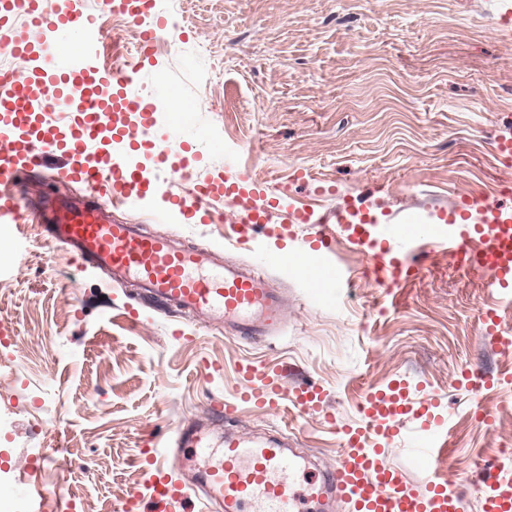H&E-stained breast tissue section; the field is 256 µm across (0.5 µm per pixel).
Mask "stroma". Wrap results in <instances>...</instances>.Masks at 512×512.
Wrapping results in <instances>:
<instances>
[{
	"label": "stroma",
	"instance_id": "35a3bbf8",
	"mask_svg": "<svg viewBox=\"0 0 512 512\" xmlns=\"http://www.w3.org/2000/svg\"><path fill=\"white\" fill-rule=\"evenodd\" d=\"M170 37L144 61L135 91L156 92L167 76L166 104L143 129L134 164L163 172L157 145L181 142L196 179L242 167L267 197L343 200L375 214L448 210L474 191L496 194L512 180V161L497 157L512 140V38L498 25L497 0H180ZM103 65L123 61L139 39L130 18L102 15ZM226 146L212 150L211 140ZM155 201L113 209L126 224L206 246L225 240L229 263L261 264L271 251L310 258L307 224L263 225L246 244H228L229 225L192 224L170 214L155 222ZM333 259L353 282L311 294L300 267L270 268L285 297L287 323L275 336L241 341L197 317L178 316L112 285L82 266L34 224L0 228V512H21L25 482L48 512L64 498L73 512H124L142 481L148 449L173 463L181 424L207 422L213 403H233L225 431L276 436L310 469L335 463L342 425L360 423L353 407L367 390L403 380L412 400L438 396L451 445L442 461L417 464L401 443L389 461L423 488L429 474L454 483L464 512H481L492 448L512 441V421L471 415L494 409L512 390L481 400L459 387L460 372L496 374L507 363L481 334L494 289L448 263L442 252L417 256L418 276L384 289L362 278L366 255L337 242ZM260 363L285 387H320L325 399L290 419L239 402L238 370ZM335 423H327V415ZM57 452L46 475L28 465L38 449Z\"/></svg>",
	"mask_w": 512,
	"mask_h": 512
}]
</instances>
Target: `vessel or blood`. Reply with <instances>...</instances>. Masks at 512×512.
<instances>
[{
	"label": "vessel or blood",
	"mask_w": 512,
	"mask_h": 512,
	"mask_svg": "<svg viewBox=\"0 0 512 512\" xmlns=\"http://www.w3.org/2000/svg\"><path fill=\"white\" fill-rule=\"evenodd\" d=\"M101 6L135 19L147 10L148 0H102ZM20 12L26 23L0 43L1 52L22 62L27 82L23 90L0 97V223L37 221L53 243L107 271L113 282H137L171 306L223 323L230 335L255 339L277 330L285 319L283 298L259 271L220 262L219 248L182 245L109 218L111 205L135 207L158 197L166 210L212 223L216 216L209 201L222 196L232 208L228 222L243 244L273 217L256 192L245 190L250 173L233 169L219 186L177 196L120 156L97 154L99 143L133 146L139 130L123 123L122 115L155 111L156 102L130 95L137 71L100 64L98 50L106 34L86 13L83 0H70L67 10L56 12L48 11L43 0H0L1 25ZM73 41L78 44L74 50L69 47ZM54 156L64 160L59 176L84 185L91 201L56 195L34 206L16 193L25 172L46 166ZM463 218L460 224L449 222L442 237L452 265L488 286L512 287V207L476 191L465 202ZM283 221L315 229V258L305 262L303 272L310 289L334 288L345 278L326 259L333 249L323 230L327 224L337 225L355 249L368 254L365 275L377 285L398 288L416 274L406 253L418 237L420 214L396 212L387 223L376 224L368 217L357 219L343 206L319 213L306 200L293 198ZM242 378V400L264 411L287 401L305 410L321 401L308 385L285 392L277 372L262 365H245ZM409 411L399 390L370 393L360 426L343 430L335 463L305 479L299 475V455L279 440L228 433L216 448L205 425H189L180 429L178 443L203 462L195 482L173 477L161 453L154 452L145 460V487L171 512L195 494L206 512H319L322 500L332 496L350 503L353 512H461V494L448 482L435 477L416 491L388 463L386 444L397 437L426 466L447 451L445 420L436 417L410 430L400 422ZM482 510L512 512L511 467L498 461L488 465Z\"/></svg>",
	"instance_id": "vessel-or-blood-1"
}]
</instances>
